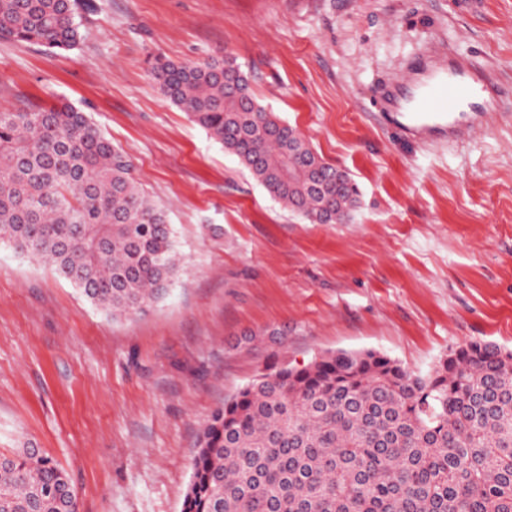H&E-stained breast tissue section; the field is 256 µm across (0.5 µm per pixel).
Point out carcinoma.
Returning <instances> with one entry per match:
<instances>
[{"label":"carcinoma","mask_w":512,"mask_h":512,"mask_svg":"<svg viewBox=\"0 0 512 512\" xmlns=\"http://www.w3.org/2000/svg\"><path fill=\"white\" fill-rule=\"evenodd\" d=\"M80 0H0V38L70 51ZM164 97L312 224L349 222L357 187L256 100L236 61L156 56ZM295 162L338 174L323 194ZM49 265L107 314L144 311L182 265L125 152L67 103L0 111V243ZM182 512H512V350L458 347L425 375L381 352H327L262 373L198 434ZM66 471L0 454V512H78Z\"/></svg>","instance_id":"carcinoma-1"}]
</instances>
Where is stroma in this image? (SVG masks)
<instances>
[{
    "mask_svg": "<svg viewBox=\"0 0 512 512\" xmlns=\"http://www.w3.org/2000/svg\"><path fill=\"white\" fill-rule=\"evenodd\" d=\"M68 52L0 39V110L87 112L163 207L182 267L112 317L0 244V453L36 448L80 512H181L196 437L272 363L376 350L425 373L512 350V0H93ZM500 77L508 111L425 144L371 103L429 41ZM234 57L258 102L359 189L311 224L161 93L147 59Z\"/></svg>",
    "mask_w": 512,
    "mask_h": 512,
    "instance_id": "35a3bbf8",
    "label": "stroma"
}]
</instances>
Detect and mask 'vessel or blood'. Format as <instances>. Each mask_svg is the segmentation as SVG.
I'll list each match as a JSON object with an SVG mask.
<instances>
[{
  "label": "vessel or blood",
  "mask_w": 512,
  "mask_h": 512,
  "mask_svg": "<svg viewBox=\"0 0 512 512\" xmlns=\"http://www.w3.org/2000/svg\"><path fill=\"white\" fill-rule=\"evenodd\" d=\"M381 117L417 139H468L501 112L500 89L486 68L429 44L384 88Z\"/></svg>",
  "instance_id": "obj_1"
}]
</instances>
